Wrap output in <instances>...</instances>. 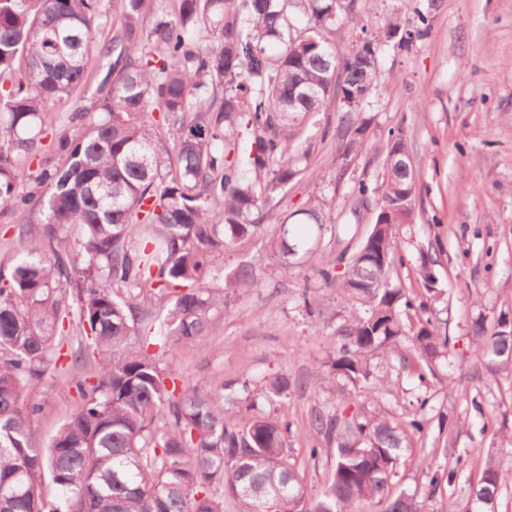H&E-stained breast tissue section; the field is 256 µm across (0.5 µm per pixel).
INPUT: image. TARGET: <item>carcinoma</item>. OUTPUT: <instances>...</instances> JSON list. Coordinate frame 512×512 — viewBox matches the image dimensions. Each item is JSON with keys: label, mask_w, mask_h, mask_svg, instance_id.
Listing matches in <instances>:
<instances>
[{"label": "carcinoma", "mask_w": 512, "mask_h": 512, "mask_svg": "<svg viewBox=\"0 0 512 512\" xmlns=\"http://www.w3.org/2000/svg\"><path fill=\"white\" fill-rule=\"evenodd\" d=\"M147 2L120 0L110 22L102 0H0V214L38 203L44 216L38 239L0 266V512H362L375 500L384 512H427L463 457L426 474L421 490L393 495L390 486L406 436L425 434L431 397L417 396L399 419L360 402L316 415L336 448L330 480L309 499L288 462L291 422L262 412L244 425L234 418L249 381L180 389L150 352L207 333L224 298L201 284L222 274L226 247L252 236L307 172L309 151L284 131L335 107L337 125L320 136L336 140L343 158L359 152L366 127L355 112L378 84V40L336 54L328 34L355 0H155L149 26ZM418 19L411 29L394 16L385 31L407 50L429 34L426 16ZM108 22L112 37L102 41ZM91 65L102 70L92 89ZM53 112L74 128L52 142L61 164L41 151ZM395 152L405 168L389 163ZM382 153V185L353 189L357 204L379 193L374 224L353 254L337 258L342 274L321 271L342 288L352 319L316 380L340 378L360 395L390 391L371 354L408 343L400 368L415 369L422 384L449 341L428 305L391 280L404 265L394 228L416 223L417 178L403 130L388 131ZM299 214L303 225L325 223L319 205ZM70 237L76 246L60 248ZM271 248L285 262L297 252L286 229ZM224 287L255 283L241 268ZM153 300L165 314L131 341ZM71 334L86 340L73 363L91 359L95 371L76 383L74 411L39 448L31 417L40 407L25 389ZM472 345L491 371L512 364L505 322L490 331L475 321ZM295 390L274 374L264 394L281 402ZM510 476L512 466L489 454L473 503L448 512H493Z\"/></svg>", "instance_id": "obj_1"}]
</instances>
